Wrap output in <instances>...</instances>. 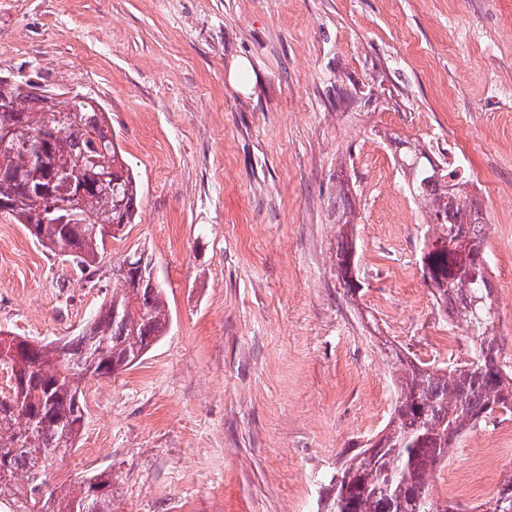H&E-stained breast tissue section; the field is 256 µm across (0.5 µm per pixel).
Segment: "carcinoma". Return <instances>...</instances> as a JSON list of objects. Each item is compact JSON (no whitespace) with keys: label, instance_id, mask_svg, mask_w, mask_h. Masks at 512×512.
<instances>
[{"label":"carcinoma","instance_id":"obj_1","mask_svg":"<svg viewBox=\"0 0 512 512\" xmlns=\"http://www.w3.org/2000/svg\"><path fill=\"white\" fill-rule=\"evenodd\" d=\"M13 133L0 164V213L22 224L51 253L89 270L105 250L102 226L118 238L135 223L140 187L108 115L92 96L79 99L16 77L0 79V129ZM413 199L428 213L422 269L438 306L472 330V359L433 366L395 353L396 399L378 446L354 451L330 480L321 512H456L431 494L429 478L459 438L493 412L512 414V366L501 356L486 266L460 247L482 248L487 225L458 173L434 176V163L401 158ZM75 177L76 189L64 180ZM450 178L452 184L441 180ZM355 246L340 234L335 266L343 288L358 289ZM151 259L131 253L112 272V295L65 341L28 340L0 331V505L11 512H113L112 473L50 486L48 473L71 454L84 425L81 385L139 362L170 323L166 288L153 285ZM484 512H512V478Z\"/></svg>","mask_w":512,"mask_h":512}]
</instances>
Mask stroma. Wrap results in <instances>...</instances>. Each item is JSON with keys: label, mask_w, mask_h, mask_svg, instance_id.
Masks as SVG:
<instances>
[{"label": "stroma", "mask_w": 512, "mask_h": 512, "mask_svg": "<svg viewBox=\"0 0 512 512\" xmlns=\"http://www.w3.org/2000/svg\"><path fill=\"white\" fill-rule=\"evenodd\" d=\"M19 72L97 98L142 199L88 272L0 214V329L78 335L136 250L172 314L139 363L85 383L50 483L109 471L114 512H319L344 451L390 421V347L438 364L472 342L423 279L400 139L481 207L512 361V0H0V74ZM346 208L353 295L333 265ZM511 477L496 413L431 491L469 512Z\"/></svg>", "instance_id": "1"}]
</instances>
